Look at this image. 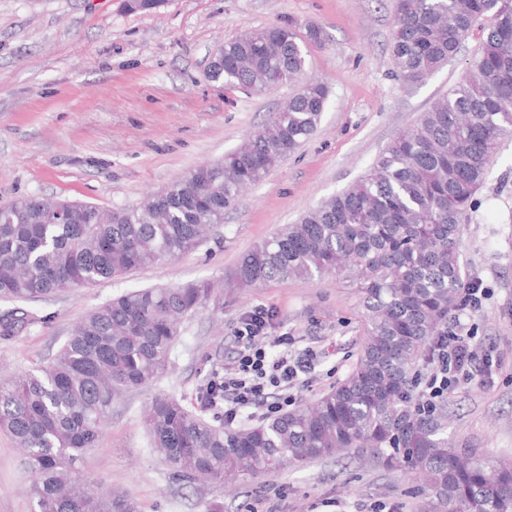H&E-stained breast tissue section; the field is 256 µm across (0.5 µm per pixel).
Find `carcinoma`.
<instances>
[{"mask_svg": "<svg viewBox=\"0 0 512 512\" xmlns=\"http://www.w3.org/2000/svg\"><path fill=\"white\" fill-rule=\"evenodd\" d=\"M390 55L404 84L426 81L478 34L462 80L396 136L368 173L255 245L232 287L314 281L345 274L364 309L355 368L317 400L247 429L215 425L173 396L154 398L146 422L172 474L219 481L355 449L413 473L433 512H512V463L492 464L452 446L447 414L413 405L412 370L448 324L466 283L461 225L470 221L487 169L512 136V0H395ZM291 26L247 31L224 42L212 79L261 93L306 66ZM328 98L304 85L240 148L200 165L131 208L28 196L0 207V317L8 339L31 322L18 303L84 288L195 250L237 203L316 131ZM58 204L67 224L47 217ZM213 283L144 288L91 310L46 366L0 382V430L33 476L38 512H138L118 492L90 487L76 461L96 447L121 393L154 383L168 368L185 320L215 298Z\"/></svg>", "mask_w": 512, "mask_h": 512, "instance_id": "carcinoma-1", "label": "carcinoma"}]
</instances>
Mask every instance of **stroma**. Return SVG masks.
Returning a JSON list of instances; mask_svg holds the SVG:
<instances>
[{
  "label": "stroma",
  "mask_w": 512,
  "mask_h": 512,
  "mask_svg": "<svg viewBox=\"0 0 512 512\" xmlns=\"http://www.w3.org/2000/svg\"><path fill=\"white\" fill-rule=\"evenodd\" d=\"M269 25L301 36L308 26L321 29V42L304 48L301 79L251 94L207 80L225 40ZM394 25V0H167L153 13L129 12L124 0H0V205L37 195L135 206L235 150L304 81L329 88L317 131L225 211L220 234L163 264L24 302L33 320L0 338V379L46 365L76 321L119 294L222 282L256 244L364 176L399 132L460 82L477 45L466 40L432 77L406 85L393 74ZM477 200L459 261L466 281L491 290L470 322L493 351V381L461 385L442 409L455 447L512 462V139ZM257 309L270 315L268 335L320 354L294 386L295 404L318 399L355 367L364 318L350 283L285 279L224 291L184 323L162 376L113 403L100 446L80 457L81 478L126 494L140 512H204L208 499L223 502L224 512H422L427 499L405 470L354 454L229 485L173 477L151 445L145 409L167 395L198 410L199 391L233 364L236 330ZM31 484L20 449L0 432V512H37Z\"/></svg>",
  "instance_id": "obj_1"
}]
</instances>
